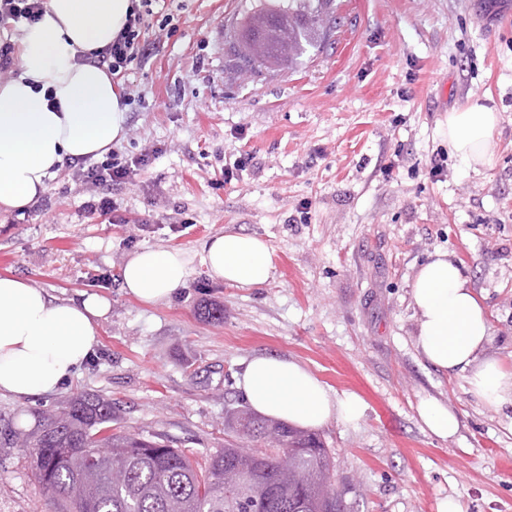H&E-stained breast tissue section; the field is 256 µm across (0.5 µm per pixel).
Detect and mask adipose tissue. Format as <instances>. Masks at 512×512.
Segmentation results:
<instances>
[{
	"label": "adipose tissue",
	"instance_id": "ef3b65f1",
	"mask_svg": "<svg viewBox=\"0 0 512 512\" xmlns=\"http://www.w3.org/2000/svg\"><path fill=\"white\" fill-rule=\"evenodd\" d=\"M131 7L132 0H45L41 19L22 28L18 72L0 79V212L28 208L65 161L102 156L123 138L121 90L84 57L112 42ZM497 121L496 112L474 102L449 112L442 135L452 152L482 165ZM202 261L211 278L244 287L263 284L273 268L266 242L247 233L210 238ZM192 262L183 250L137 251L124 264L123 286L147 304L168 300L184 286ZM412 297L415 345L424 360L445 374H466L478 404L512 409V368L487 355L486 312L448 254L422 265ZM110 308L97 294L61 299L0 276V396L54 393L89 360ZM238 385L256 412L298 428L351 424L364 412L357 394L333 391L288 358L253 357Z\"/></svg>",
	"mask_w": 512,
	"mask_h": 512
}]
</instances>
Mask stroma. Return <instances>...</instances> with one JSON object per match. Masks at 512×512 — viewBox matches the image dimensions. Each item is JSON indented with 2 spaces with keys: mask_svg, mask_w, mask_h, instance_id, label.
I'll return each mask as SVG.
<instances>
[{
  "mask_svg": "<svg viewBox=\"0 0 512 512\" xmlns=\"http://www.w3.org/2000/svg\"><path fill=\"white\" fill-rule=\"evenodd\" d=\"M331 44L254 76L224 49L256 0H156L165 28L132 62L124 138L149 161L101 190L61 168L39 207L0 213V275L63 299L107 297L112 310L82 372L56 393L0 397V512H56L27 449L32 433L77 395L114 407V431L160 436L203 462L234 442L236 383L254 356L287 357L365 403L354 425L317 432L347 512H512V411L477 404L464 375L417 353L411 288L430 256L459 264L488 314L490 353L512 367V5L507 0H336ZM497 113L489 162L450 154L439 128L469 102ZM447 156L444 172L432 161ZM248 164H240V157ZM232 180H225V170ZM108 195V215L89 201ZM307 223H294L301 202ZM245 232L273 253L266 283L210 278L213 236ZM142 248L194 255L183 288L148 305L122 269ZM224 310L204 318V305ZM436 398L460 419L440 439L418 419Z\"/></svg>",
  "mask_w": 512,
  "mask_h": 512,
  "instance_id": "stroma-1",
  "label": "stroma"
}]
</instances>
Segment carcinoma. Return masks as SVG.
I'll list each match as a JSON object with an SVG mask.
<instances>
[{"label": "carcinoma", "mask_w": 512, "mask_h": 512, "mask_svg": "<svg viewBox=\"0 0 512 512\" xmlns=\"http://www.w3.org/2000/svg\"><path fill=\"white\" fill-rule=\"evenodd\" d=\"M337 26L334 0H260L240 33L243 67L259 72L316 49ZM242 445L203 467L158 436L112 431V402L85 393L11 443L31 449L35 475L61 512H345L319 435L233 415ZM247 443L264 445L249 452Z\"/></svg>", "instance_id": "1"}]
</instances>
